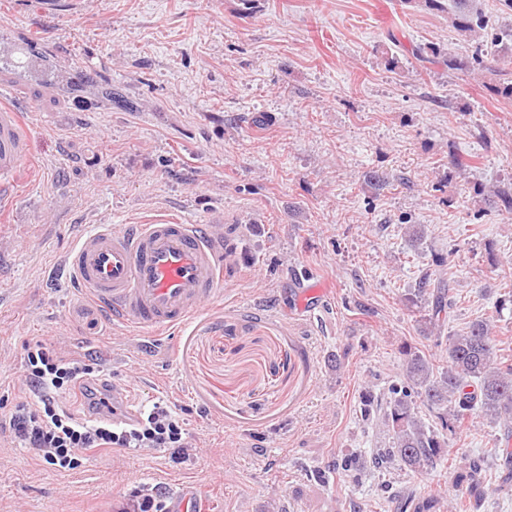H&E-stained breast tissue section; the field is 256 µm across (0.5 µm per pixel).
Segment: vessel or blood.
I'll use <instances>...</instances> for the list:
<instances>
[{
  "label": "vessel or blood",
  "mask_w": 512,
  "mask_h": 512,
  "mask_svg": "<svg viewBox=\"0 0 512 512\" xmlns=\"http://www.w3.org/2000/svg\"><path fill=\"white\" fill-rule=\"evenodd\" d=\"M18 60L22 73L38 64L17 43L0 38V59ZM26 146L17 109L0 102V204L11 199L10 177ZM224 228L157 216L133 224H100L67 262L70 280L113 319L161 333L184 326L223 280ZM202 490L183 484L170 493L171 512H199Z\"/></svg>",
  "instance_id": "b4317fda"
}]
</instances>
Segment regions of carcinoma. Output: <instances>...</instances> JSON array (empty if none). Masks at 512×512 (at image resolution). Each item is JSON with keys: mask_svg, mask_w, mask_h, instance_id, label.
Wrapping results in <instances>:
<instances>
[{"mask_svg": "<svg viewBox=\"0 0 512 512\" xmlns=\"http://www.w3.org/2000/svg\"><path fill=\"white\" fill-rule=\"evenodd\" d=\"M417 59L439 61L448 68H464L468 63L454 58L440 59L434 45L418 48ZM415 302L423 305L424 329L441 333L448 323L453 296L444 278L425 273L414 289ZM404 370L400 382L389 391L383 407V425L392 432L389 448H380L369 459L374 468L395 462L405 470L427 474L446 458L448 435L468 429L475 415L503 426L496 440V469L512 478V358L500 353L499 339L489 320L470 323L466 331L450 337L446 364L437 367L426 355L408 346L401 348ZM434 417L425 423L421 409ZM460 498L448 503V512H477L488 495L484 460L472 457L455 474ZM435 496L408 497L407 512H434Z\"/></svg>", "mask_w": 512, "mask_h": 512, "instance_id": "obj_1", "label": "carcinoma"}]
</instances>
